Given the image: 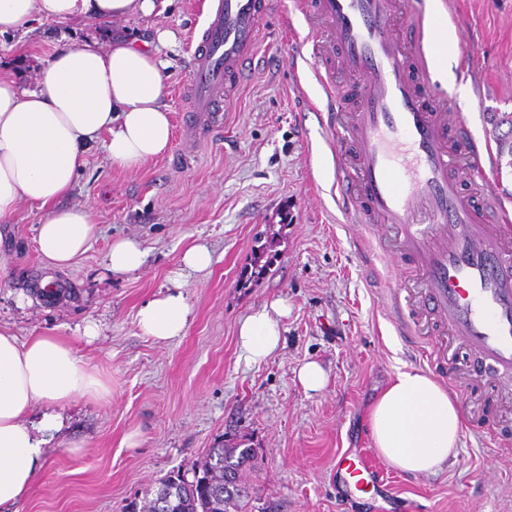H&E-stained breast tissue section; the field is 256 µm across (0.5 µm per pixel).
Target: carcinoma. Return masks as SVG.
<instances>
[{
    "instance_id": "obj_1",
    "label": "carcinoma",
    "mask_w": 512,
    "mask_h": 512,
    "mask_svg": "<svg viewBox=\"0 0 512 512\" xmlns=\"http://www.w3.org/2000/svg\"><path fill=\"white\" fill-rule=\"evenodd\" d=\"M499 132V156L508 155L512 168V113H502L494 120ZM255 448L249 439L239 436L209 452L201 466L193 469V479L181 473L170 474L158 482L152 497L133 503L130 512H255V499L244 479L246 470L254 468Z\"/></svg>"
}]
</instances>
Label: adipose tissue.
Wrapping results in <instances>:
<instances>
[{
    "instance_id": "adipose-tissue-1",
    "label": "adipose tissue",
    "mask_w": 512,
    "mask_h": 512,
    "mask_svg": "<svg viewBox=\"0 0 512 512\" xmlns=\"http://www.w3.org/2000/svg\"><path fill=\"white\" fill-rule=\"evenodd\" d=\"M168 0H0V36H25L37 25L77 18L109 21L165 11ZM165 64L147 44L122 33L56 47L35 87L0 77V223L20 202L44 216L37 250L52 271L69 268L98 233L90 206L57 207L86 170L93 148L109 164L134 169L162 157L171 146L170 109L164 101ZM206 242L189 246L169 286L142 304L140 331L166 342L183 336L192 307L183 291L185 272L209 274ZM288 306L277 300L250 314L238 332L240 358L260 363L281 344L278 325ZM111 388L62 336L26 339L0 328V507L24 500L44 459L39 431H56V409L79 397L106 399ZM48 409L40 427L27 418ZM377 452L398 470L431 475L458 455L464 432L456 399L416 368L397 370L369 414Z\"/></svg>"
}]
</instances>
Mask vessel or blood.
Segmentation results:
<instances>
[{"instance_id": "b4317fda", "label": "vessel or blood", "mask_w": 512, "mask_h": 512, "mask_svg": "<svg viewBox=\"0 0 512 512\" xmlns=\"http://www.w3.org/2000/svg\"><path fill=\"white\" fill-rule=\"evenodd\" d=\"M270 0H213L194 50L187 104L216 127L239 87ZM312 36L316 88L328 102L335 189L349 214L391 228L411 262L429 313L443 326L429 343L440 362L448 341L512 374V210L500 197L465 193L464 173L485 169L490 147L449 116L432 80L436 19H409L403 0H301ZM344 71L351 89L336 84ZM390 482L369 452L336 457V491L352 502L383 496Z\"/></svg>"}]
</instances>
